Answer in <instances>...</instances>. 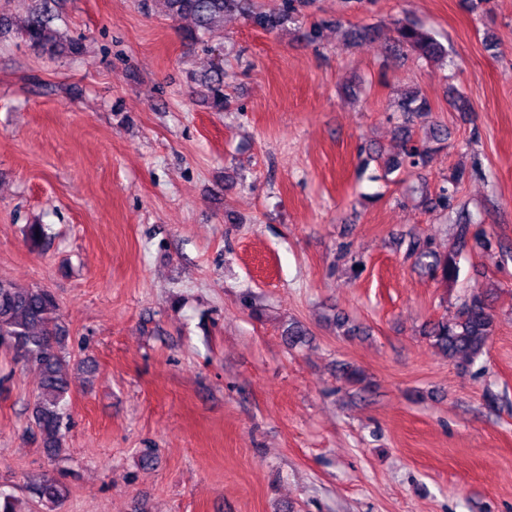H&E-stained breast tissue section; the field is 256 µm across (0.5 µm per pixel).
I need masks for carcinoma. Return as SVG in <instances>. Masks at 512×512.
<instances>
[{"label":"carcinoma","mask_w":512,"mask_h":512,"mask_svg":"<svg viewBox=\"0 0 512 512\" xmlns=\"http://www.w3.org/2000/svg\"><path fill=\"white\" fill-rule=\"evenodd\" d=\"M170 19H189L193 26L185 31V37L198 42L212 28L224 22L228 14H240L253 25L274 30L298 21V0H279L269 10L253 6L251 0H164ZM54 15L50 0H37L23 25V35L33 46L47 53L67 51L78 54V42L62 41L52 27ZM392 50L396 53L414 52L427 62L440 63L447 57L446 48L430 33L415 23L394 21ZM206 99L216 112L224 111L229 97L224 92V71L218 70L204 79ZM397 110L417 116L432 111L429 101L412 90L398 101ZM401 151L388 162L386 172L391 174L401 168L424 167L433 148L412 143L408 130L401 133ZM465 172L459 170L449 180V186L440 190L436 205L442 210L452 207L459 192ZM416 260L433 272L441 273L442 279L458 278L457 254L450 252L441 257L430 250L414 252ZM495 317L489 294L476 292L461 303L454 317L432 325L428 336L433 346L450 361L472 365L485 353L495 333ZM68 330L62 322L60 305L55 295L38 286L21 287L0 278V354L14 362L35 366L40 375L34 406L33 438L49 456L57 454L64 439L66 428L68 382L64 373L67 365L66 341ZM40 503L56 508L65 498L66 486L57 479L44 478L34 486Z\"/></svg>","instance_id":"carcinoma-1"}]
</instances>
